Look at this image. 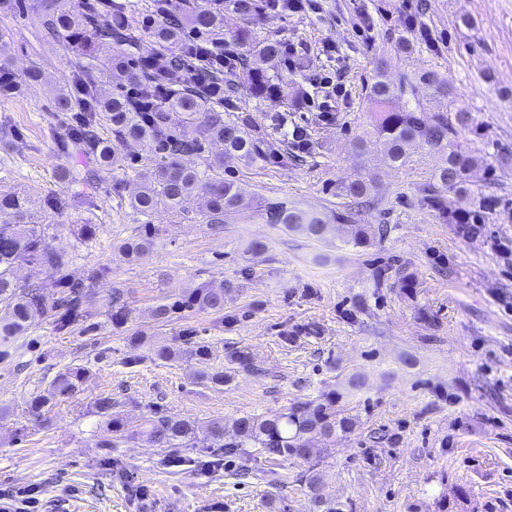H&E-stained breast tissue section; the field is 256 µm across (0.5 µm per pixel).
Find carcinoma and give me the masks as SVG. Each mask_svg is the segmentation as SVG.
Instances as JSON below:
<instances>
[{"mask_svg":"<svg viewBox=\"0 0 512 512\" xmlns=\"http://www.w3.org/2000/svg\"><path fill=\"white\" fill-rule=\"evenodd\" d=\"M275 7L288 9V0H181L176 4L164 0L155 13L139 20L155 44L149 53L138 52L128 40L127 31L135 15L130 0H83L76 12H55L45 7L47 34L76 52L83 75L74 90H62L55 98L58 110L72 113L67 144L95 162L93 170L62 168L59 180L92 178L102 170L115 173L131 159L156 157L158 162L143 169L141 190L131 199L133 209L144 215L160 206L178 212L188 198L202 192L207 197L206 224L210 228L219 229L233 222L246 189L243 183L224 178V167L275 159L282 146L296 150L294 157L298 159L310 150L309 134L299 133L296 126L288 129L286 112L270 116L269 132L252 128L243 116L224 112V99L240 83L246 84L256 100H288L287 77L249 65L252 56L274 58L283 52L278 40L261 37L250 26L255 14ZM226 13L238 20L232 38L240 53L234 58L224 52ZM11 61L10 48L0 39V92L5 94L12 87ZM421 80L432 92L448 97V113H437L426 122L417 106L396 109L394 102L406 94L405 84L390 80L383 68L375 69L366 86V102L373 114L372 133L358 140L359 155H370L380 143L385 146L388 161L403 166L413 144L448 152L447 165L435 175V182L423 189L422 202L446 223L456 225L462 235L474 236L476 228L483 224L490 199L472 187L470 175L476 169L489 174L492 165L461 140L464 132L474 129V119L470 112L454 105L451 79L427 71ZM103 127L110 129L112 138L101 135ZM188 127L196 132L192 138L182 133ZM207 143L219 144L223 151L207 155ZM189 155L202 159L201 168L184 163ZM374 183V174L363 162L357 178L340 186L339 192L362 206ZM449 192L458 202L451 210L445 205V194ZM259 208L265 223L311 243L329 242L331 220L346 228L343 243L347 246L367 247L373 235L371 225L360 223L357 210L303 209L269 200ZM152 247L153 238L148 234L113 244L115 251L129 259L143 257ZM23 263H37L60 274L56 283L59 297L52 305L46 304L40 286L17 284L15 272ZM66 265L65 255L46 241L44 220L30 211L24 195H0V355L9 354L29 323L50 311L59 332L87 321L85 303L94 292L92 282L99 275L70 279L63 275ZM178 310L224 311V285L187 288L177 300L158 303L154 317L165 321ZM109 318L115 326L129 319L127 306L115 289ZM152 353L163 361L204 359L209 356V346L198 343L180 350L158 343ZM85 373L84 367L76 365L59 370L49 383L48 394L33 397V414L40 413L56 397L76 394ZM363 386L362 376L352 373L346 377L341 392L335 390L321 398L299 401L271 416H242L229 432L224 423L215 421L201 442L189 421L173 415L146 419L138 435L156 448L202 446L222 448L231 455L253 448L267 462L304 461L309 465L305 485L315 512H341L325 494L318 470V449L313 442L334 443L355 431L356 421L345 414L340 401ZM120 406L110 396L96 401L97 413L112 425V439L103 443L105 448H117L127 438Z\"/></svg>","mask_w":512,"mask_h":512,"instance_id":"cac0c4a2","label":"carcinoma"}]
</instances>
